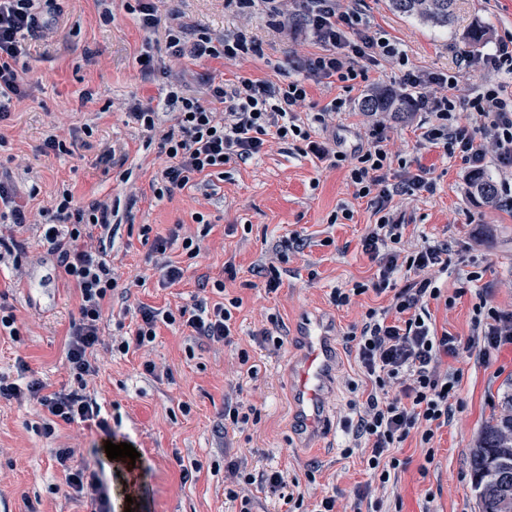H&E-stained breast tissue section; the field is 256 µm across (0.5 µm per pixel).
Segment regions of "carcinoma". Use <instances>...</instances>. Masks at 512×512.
Wrapping results in <instances>:
<instances>
[{
  "instance_id": "carcinoma-1",
  "label": "carcinoma",
  "mask_w": 512,
  "mask_h": 512,
  "mask_svg": "<svg viewBox=\"0 0 512 512\" xmlns=\"http://www.w3.org/2000/svg\"><path fill=\"white\" fill-rule=\"evenodd\" d=\"M456 0H392L394 9L407 16H416L439 27L454 22ZM411 101L405 96L377 91L361 102L364 112L410 111ZM472 193L491 200L496 186L483 170L470 173ZM473 486L481 504V512H512V395L508 396L503 413L488 424L471 454Z\"/></svg>"
}]
</instances>
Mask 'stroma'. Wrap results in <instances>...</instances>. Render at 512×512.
I'll return each mask as SVG.
<instances>
[{
    "mask_svg": "<svg viewBox=\"0 0 512 512\" xmlns=\"http://www.w3.org/2000/svg\"><path fill=\"white\" fill-rule=\"evenodd\" d=\"M128 0H112V21L104 23L97 0H62L57 31L43 41L26 39L19 67L29 80L32 96L25 112L0 125V173L8 175L18 201L31 208L47 205L55 191L69 187L76 201L111 198L119 205L112 258L125 276L146 274L127 303H115L106 331L120 336L133 329L138 303L159 309L191 303L194 296L215 299L214 281L227 294L240 297L232 344L215 349L204 341L189 342L177 326H160L149 353L130 350L105 357L96 382V396L108 422L61 425L53 437L39 430L33 405L0 401V512H89L67 495L64 475L53 457L57 448L80 447L87 462L100 471L112 512H238L239 502L224 495V462L245 457L258 467L289 472L316 467L298 512H312L325 495L338 498L340 512H349L357 487L369 472L361 453L345 456L348 436L341 420L349 403L367 396L372 384L353 350L338 345L336 388L325 397L329 420L317 438L298 440L288 400L290 365L296 339L277 352L259 346L261 331H294L303 318H320L331 332L344 336L368 308H385L392 292L369 290L336 307L330 294L374 279L377 264L362 250V240L377 217L367 200L355 198L343 168H330L304 155L295 141L275 143L249 162L230 161L223 174L210 177L208 190L185 188L172 199L156 200L152 174L167 158L146 132L127 126L125 112L132 100L167 111L170 84L215 72L231 79L239 74L268 79L280 86L305 79L308 98L324 106L334 98L361 99L360 90L342 82L324 84L306 78L296 62L320 53L321 47L304 29L272 25L261 9H238L235 0H161L163 20L207 30L211 35L242 31L254 41L253 54L201 65H173L162 38L145 32ZM361 10L372 28L386 31L422 71L456 76L455 94L468 96L484 83H496L490 70L459 72L464 54L489 50L499 39H512V0H456V20L442 28L392 10L390 0H362ZM480 23L487 38L480 46L465 43L467 30ZM153 59L156 73L144 77L141 56ZM75 127L91 125L93 134L80 141L73 154L44 153L46 138L57 118ZM420 117H385L393 154L392 180L417 167L430 168L435 192L395 198L405 222L406 251L447 244L448 270L439 285L448 300L430 303L432 321L440 332L462 338L474 333L476 309L488 304L512 312V214L498 211L470 196V172L461 157L417 145ZM116 161L102 162L105 152ZM29 161L23 173L19 164ZM350 218H341V210ZM203 214L210 231L204 249L187 259L180 245L168 255L184 275L166 287L153 270L151 246L139 234L148 224L156 236H168L174 225L200 232L196 214ZM204 222V223H205ZM300 238L302 249H291L280 263L281 286L267 292L258 272L266 251L283 241ZM44 248L29 239V274L14 281L0 268V303L12 306L19 340L0 335V374H14L16 358L47 379L54 388L71 386L63 366V350L71 321L78 316V298L59 268L42 263ZM235 277H227L226 267ZM248 349L257 367L255 378L244 379L243 398L260 412L257 425L244 431L225 430L224 396L234 382L236 353ZM171 367L172 379L145 374L144 356ZM449 372L459 374V403L447 424L435 432L433 463L417 435H410L398 452L408 465L397 483L376 490L385 512H480L472 486L471 451L486 422L504 408L512 393V344L492 352L488 361L448 358ZM189 412H182V405ZM125 442L138 452L135 461L108 459L105 443Z\"/></svg>",
    "mask_w": 512,
    "mask_h": 512,
    "instance_id": "1",
    "label": "stroma"
}]
</instances>
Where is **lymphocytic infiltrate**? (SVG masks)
Here are the masks:
<instances>
[{
    "instance_id": "1",
    "label": "lymphocytic infiltrate",
    "mask_w": 512,
    "mask_h": 512,
    "mask_svg": "<svg viewBox=\"0 0 512 512\" xmlns=\"http://www.w3.org/2000/svg\"><path fill=\"white\" fill-rule=\"evenodd\" d=\"M141 27L149 32L164 29L166 48L176 60L202 63L211 59H233L247 53L251 42L244 33L221 38L201 33L186 40L182 30L162 27L157 0H136ZM301 22L317 39L322 53L301 59L299 69L317 80L369 83V73L381 62L393 60L401 67L399 84L415 93L416 111L425 115L417 124L418 144L438 148L444 154L461 155L473 168H481L488 156L512 170V92L502 84H485L472 97L458 101L448 75L425 73L410 65L407 56L385 33L362 22L361 0H299ZM59 13L58 0H0V123L25 109L30 88L18 70L22 36L40 38L52 33ZM208 95L220 109L205 106L187 94L183 86L167 94L174 113L169 125L158 121L150 104L134 102L126 114L129 123L151 133L167 157V164L154 175L151 187L156 198L172 197L174 191L199 180L226 160L246 161L259 155L274 141L296 137L305 151L329 167H347L355 198L368 199L377 221L362 241L363 251L379 263L373 284H355L336 289L335 306L349 305L352 297L367 290L382 293L402 272L417 273V280L395 291L389 307L367 309L359 324L346 336L374 390L365 401L351 402L353 418L346 421L349 435L345 455L361 452L372 482L387 486L404 469L398 456L402 443L418 433L421 443L435 437L436 427L447 423L452 402L458 397V374L442 372L445 357L479 352L488 357L502 345L512 343V315L488 308L481 339L461 340L437 333L431 323L430 302L443 292L424 270L440 264L443 250L426 247L412 253L402 248L404 224L393 210L397 196L434 192L435 183L426 168L391 182V156L383 121L376 120L366 143L354 154L341 150L335 138H313L309 129L298 127L297 110L308 97L303 81L280 87L269 80L237 76L225 79L203 76ZM478 125L470 132L461 125V113ZM115 210L105 201L75 203L70 190L57 193L50 205L30 209L15 200L11 183L0 180V266L12 265L23 273L25 233L41 238L46 256L61 269L79 297V318L69 328L64 365L75 388L49 391L24 359L16 361V380L0 376V400L29 401L45 412V435H53L60 424L89 421L101 408L87 393L101 371V352L128 353L153 343L159 324H178L191 337L221 346L230 342L235 310L241 298L211 303L196 300L192 307L165 311L142 304L135 327L127 336L105 340L103 313L120 286L122 276L110 259L112 219ZM55 459L61 467L70 498L89 502L92 512H110L109 501L96 472L90 471L75 448H59ZM313 471L304 478L289 477L282 470L252 472L242 460L224 465V492L239 501L240 512H251L254 493L281 494L284 501L302 506L303 481H314Z\"/></svg>"
}]
</instances>
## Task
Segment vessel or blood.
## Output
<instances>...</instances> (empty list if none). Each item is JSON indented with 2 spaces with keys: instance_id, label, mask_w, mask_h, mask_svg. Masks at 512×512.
I'll list each match as a JSON object with an SVG mask.
<instances>
[{
  "instance_id": "b4317fda",
  "label": "vessel or blood",
  "mask_w": 512,
  "mask_h": 512,
  "mask_svg": "<svg viewBox=\"0 0 512 512\" xmlns=\"http://www.w3.org/2000/svg\"><path fill=\"white\" fill-rule=\"evenodd\" d=\"M302 350L291 383L292 418L298 432L317 431L325 421L324 394L336 373L337 349L327 324L303 319L298 327Z\"/></svg>"
}]
</instances>
